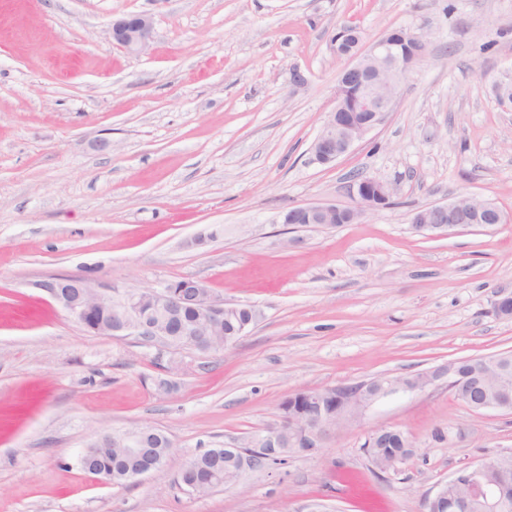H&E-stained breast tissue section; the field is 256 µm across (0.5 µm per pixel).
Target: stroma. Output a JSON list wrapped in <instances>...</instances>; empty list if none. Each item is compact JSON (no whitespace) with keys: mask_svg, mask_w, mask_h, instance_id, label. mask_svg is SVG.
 I'll return each mask as SVG.
<instances>
[{"mask_svg":"<svg viewBox=\"0 0 512 512\" xmlns=\"http://www.w3.org/2000/svg\"><path fill=\"white\" fill-rule=\"evenodd\" d=\"M145 13L150 49L113 46V17ZM347 24L407 27L426 51L391 112L328 165L311 146L336 104ZM512 0H0V512H422L459 468L512 449V414L475 411L447 383L397 393L313 454L192 495L184 459L275 426L289 394L409 376L512 352ZM390 203L355 224L277 221L346 204L354 181ZM508 215L430 237L412 214L459 194ZM203 232L202 248L187 242ZM82 275L122 291L192 276L263 317L216 352L178 354L87 331L40 289ZM176 392L152 377L170 358ZM138 424L173 444L122 487L80 466L100 433ZM415 452L373 469L378 428Z\"/></svg>","mask_w":512,"mask_h":512,"instance_id":"obj_1","label":"stroma"}]
</instances>
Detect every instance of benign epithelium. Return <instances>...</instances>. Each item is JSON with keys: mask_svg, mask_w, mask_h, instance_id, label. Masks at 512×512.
I'll list each match as a JSON object with an SVG mask.
<instances>
[{"mask_svg": "<svg viewBox=\"0 0 512 512\" xmlns=\"http://www.w3.org/2000/svg\"><path fill=\"white\" fill-rule=\"evenodd\" d=\"M112 44L134 55L144 54L151 46L153 20L146 14L118 16L110 24ZM334 44L341 48V55L348 64L338 77L336 106L329 113L311 151L313 160L327 165L348 153L370 130L381 124L390 112L398 87L406 74L400 54L398 38L385 33L371 44H365L360 29L341 28L335 35ZM351 202L311 203L292 208L279 216L280 223L300 228L333 226L341 219L352 224L377 210L376 200L389 205L390 189L380 181L371 179L357 182L351 188ZM500 209L490 199L474 195L457 197L449 203H435L413 213L411 223L421 231L451 235L473 226L500 224ZM62 310L74 320L87 323L92 304H116L117 309L105 331L107 336H138L151 343L162 344L176 350L210 352L218 350L211 339L207 324L225 313L234 316L227 320V336H244L259 321L260 310L253 305L231 304L215 295L203 280L186 277L183 284L168 283L151 290V301L167 316H173L183 306H194L206 326L186 329L160 326L153 318L140 319L137 311L145 301L139 291H126L112 295L105 286L83 277H53L38 284ZM448 378L455 395L474 410L512 412L506 400L507 387L501 386L497 397L483 399L475 392L482 381L474 382L475 374H465L461 362L453 361L446 366L426 370L407 377H374L363 380L348 389L330 387L323 390H306L300 395L315 405L314 419L296 425L283 418L273 427L253 437L243 448H232L239 472L262 467L282 459L277 449L288 445L291 453H314L323 439L333 430H339L354 421L378 399L398 391H422L437 381ZM154 430L146 427L127 428L120 433L101 434L94 443L115 442L126 449L131 464L125 477L137 479L154 470V464L143 461L146 447L151 443ZM512 456L509 451L496 454L477 464L457 470L448 481L440 484L425 499L424 512H469L479 504L483 512H504L508 508L497 482L491 475L496 463ZM464 481L467 490L456 499L448 498L451 484Z\"/></svg>", "mask_w": 512, "mask_h": 512, "instance_id": "1", "label": "benign epithelium"}]
</instances>
